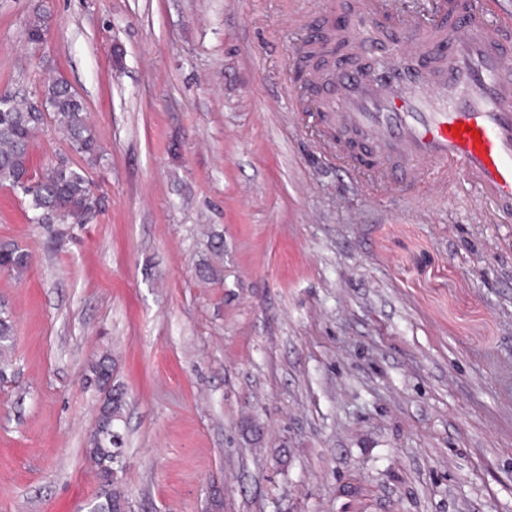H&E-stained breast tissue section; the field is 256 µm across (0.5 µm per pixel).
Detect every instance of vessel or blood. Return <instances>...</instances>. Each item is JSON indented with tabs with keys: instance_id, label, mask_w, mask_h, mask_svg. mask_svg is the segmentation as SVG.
Instances as JSON below:
<instances>
[{
	"instance_id": "1",
	"label": "vessel or blood",
	"mask_w": 512,
	"mask_h": 512,
	"mask_svg": "<svg viewBox=\"0 0 512 512\" xmlns=\"http://www.w3.org/2000/svg\"><path fill=\"white\" fill-rule=\"evenodd\" d=\"M402 29L407 39L383 66L323 75L312 110L370 152L377 190L461 178L512 215V12L500 0H472L447 22L408 19ZM338 37L356 56L374 48L373 35L354 26Z\"/></svg>"
}]
</instances>
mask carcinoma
Returning a JSON list of instances; mask_svg holds the SVG:
<instances>
[{
  "instance_id": "carcinoma-1",
  "label": "carcinoma",
  "mask_w": 512,
  "mask_h": 512,
  "mask_svg": "<svg viewBox=\"0 0 512 512\" xmlns=\"http://www.w3.org/2000/svg\"><path fill=\"white\" fill-rule=\"evenodd\" d=\"M47 17L36 12L30 18L27 42L38 49L44 40ZM321 48L313 45L303 56L297 68V77H303L305 68L320 66ZM45 99L47 115L30 110V99L9 95L6 104L0 103V183H7L29 197L32 222L36 224H87L95 216L99 199L89 177L81 168L55 163L46 166L35 179L29 178L30 143L41 129L46 117L64 134L71 149L89 161L96 160L101 151L98 137L87 123L86 104L73 93L61 76L43 83L39 90ZM29 255L19 248H0V270L20 273L27 269ZM13 323L10 315L0 311V378L12 367ZM123 393L113 391V398L102 408L99 424L110 430L107 438L90 437L86 455L96 464L99 493L89 512H113L112 506L124 497L119 482L112 481L113 433L119 432Z\"/></svg>"
}]
</instances>
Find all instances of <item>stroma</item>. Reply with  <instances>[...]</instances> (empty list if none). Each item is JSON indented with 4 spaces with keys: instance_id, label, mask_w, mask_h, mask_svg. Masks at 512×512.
Returning a JSON list of instances; mask_svg holds the SVG:
<instances>
[{
    "instance_id": "stroma-1",
    "label": "stroma",
    "mask_w": 512,
    "mask_h": 512,
    "mask_svg": "<svg viewBox=\"0 0 512 512\" xmlns=\"http://www.w3.org/2000/svg\"><path fill=\"white\" fill-rule=\"evenodd\" d=\"M348 0H0V90L63 74L95 165L87 224L0 186L15 359L0 512H88L103 353L132 512H512V218L460 180L377 191L291 77ZM49 17L29 50L34 11ZM29 255L18 247L4 246L0 249V270L20 273L27 269Z\"/></svg>"
}]
</instances>
